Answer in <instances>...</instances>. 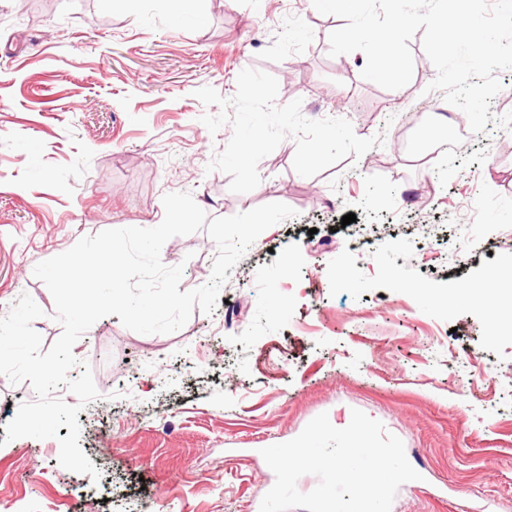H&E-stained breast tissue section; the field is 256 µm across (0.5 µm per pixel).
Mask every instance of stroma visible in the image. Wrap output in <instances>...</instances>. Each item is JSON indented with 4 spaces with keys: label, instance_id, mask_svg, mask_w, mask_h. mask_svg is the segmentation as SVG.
Returning <instances> with one entry per match:
<instances>
[{
    "label": "stroma",
    "instance_id": "stroma-1",
    "mask_svg": "<svg viewBox=\"0 0 512 512\" xmlns=\"http://www.w3.org/2000/svg\"><path fill=\"white\" fill-rule=\"evenodd\" d=\"M312 0H0V317L21 294L61 333L35 266L81 237L152 228L162 198L192 193L209 217L282 202L297 215L264 231L229 272L213 315L173 334L98 320L73 347L100 393L77 416L100 481L62 468L59 440L6 441L30 384L0 376V512H258L275 482L263 448L317 415L352 410L399 437L420 480L391 512H512V282L497 310L459 298L512 268V133L448 149L454 112L427 92L436 70L421 36L409 85L363 79V53L329 56L344 26ZM247 68L273 75L277 105L344 118L374 147L313 177L286 138L253 191L208 171L231 124L210 133L194 96H233ZM355 222L342 225L344 215ZM217 245L176 236L165 265L206 284Z\"/></svg>",
    "mask_w": 512,
    "mask_h": 512
}]
</instances>
